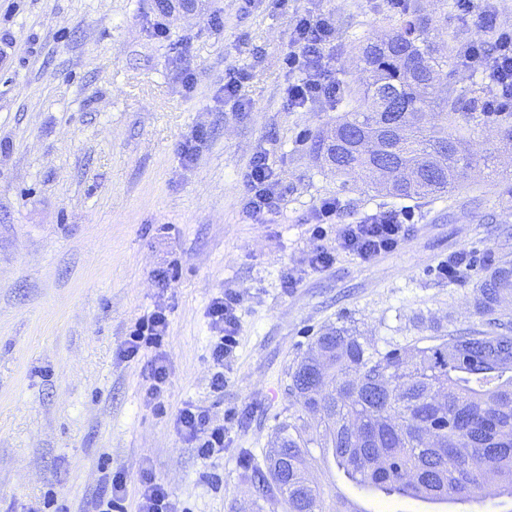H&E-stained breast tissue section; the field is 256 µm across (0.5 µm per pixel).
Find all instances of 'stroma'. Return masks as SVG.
<instances>
[{"instance_id": "1", "label": "stroma", "mask_w": 512, "mask_h": 512, "mask_svg": "<svg viewBox=\"0 0 512 512\" xmlns=\"http://www.w3.org/2000/svg\"><path fill=\"white\" fill-rule=\"evenodd\" d=\"M440 51L484 39L473 18L419 0ZM0 0V512H89L108 473L150 468L190 512H257L248 481L292 408L288 369L315 336L353 326L379 347L479 329L473 289L512 258V187L494 176L512 144L470 135L473 164L449 196H389L341 177L312 143L346 98L286 101L282 63L296 16H332L328 64L343 88L364 74L357 46L387 33L388 0ZM167 38H157L156 23ZM247 73L236 96L224 76ZM196 141L185 158L182 148ZM265 152L281 188L272 224L242 215L244 173ZM338 198L344 224L407 209L402 247L370 263L340 255L309 219ZM469 268L449 269L456 253ZM294 287H285L287 276ZM241 295L238 345L215 391L212 300ZM164 308L169 378L147 396L151 352L129 359L136 319ZM224 426L200 460L177 428L185 404ZM319 481L362 512H512L486 489L459 506L372 495L336 466Z\"/></svg>"}]
</instances>
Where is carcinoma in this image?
I'll list each match as a JSON object with an SVG mask.
<instances>
[{"mask_svg": "<svg viewBox=\"0 0 512 512\" xmlns=\"http://www.w3.org/2000/svg\"><path fill=\"white\" fill-rule=\"evenodd\" d=\"M431 25L405 0L391 31L359 47L369 81L349 91L351 109L314 142L336 174L374 179L377 159L356 146L365 134L380 140L394 168L387 193L438 199L456 188L466 92L450 87L436 96L448 55L435 48ZM508 295L512 259L476 288L475 308L490 332L426 336L404 349H380L344 326L315 337L288 370L295 410L277 424L264 466L249 476L256 501L272 512H352L310 478L317 459L386 496L470 501L492 480L496 495L512 500Z\"/></svg>", "mask_w": 512, "mask_h": 512, "instance_id": "1", "label": "carcinoma"}]
</instances>
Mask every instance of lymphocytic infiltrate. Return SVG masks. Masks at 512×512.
I'll list each match as a JSON object with an SVG mask.
<instances>
[{
  "label": "lymphocytic infiltrate",
  "instance_id": "obj_1",
  "mask_svg": "<svg viewBox=\"0 0 512 512\" xmlns=\"http://www.w3.org/2000/svg\"><path fill=\"white\" fill-rule=\"evenodd\" d=\"M460 15L476 18L481 27L491 31L488 41H474L465 45L461 57L465 66L483 68L489 78V94L481 99L480 107L485 115L512 109V29L499 26L491 0H454ZM335 27L330 17L322 13H303L296 17L288 52L284 58L289 71L295 72L296 80L288 87V105L302 108L317 100H334L340 86L326 67L324 59L333 40ZM245 179L248 194L243 209L256 223H265L279 210L280 189L276 174L265 154H254L247 166ZM342 206L334 198L323 199L318 205L312 230L321 235L322 227H336V248L329 251L316 249L310 258V267L320 270L332 265L337 255L350 254L368 263L376 257L397 250L410 232L406 210L387 208L368 214L354 224L339 223ZM241 298L233 292L215 298L209 306L210 323L217 333L211 358L215 365H223L237 346L240 326L238 308ZM169 327L165 310L156 309L140 316L127 340L128 357L140 352L153 351L148 363L151 384L148 394L158 399L169 370L160 349ZM176 421L181 434L194 445L198 456L207 460L224 451V428L211 424L206 410L195 404L180 408ZM134 512H188L181 507L168 487L157 480L150 470H143L134 500Z\"/></svg>",
  "mask_w": 512,
  "mask_h": 512
}]
</instances>
